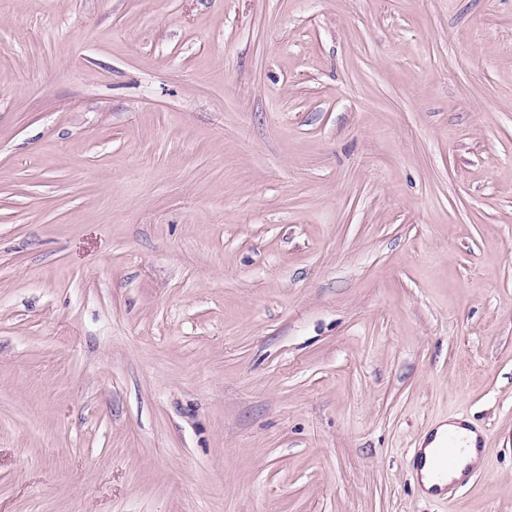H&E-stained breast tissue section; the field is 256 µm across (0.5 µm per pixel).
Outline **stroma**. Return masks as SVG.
I'll list each match as a JSON object with an SVG mask.
<instances>
[{
    "label": "stroma",
    "mask_w": 512,
    "mask_h": 512,
    "mask_svg": "<svg viewBox=\"0 0 512 512\" xmlns=\"http://www.w3.org/2000/svg\"><path fill=\"white\" fill-rule=\"evenodd\" d=\"M0 512H512V0H0ZM469 423L468 421L443 423L431 431V437L430 434L425 435L420 444L424 448H419V450L425 457L436 453L447 441L448 434L457 438L459 446L466 447L459 449L456 464L450 472L448 471L453 466L454 460L448 453V445L429 460L428 467L432 477L437 481H442L448 476V488L464 480L469 472L478 471L483 466V453L480 448H477L480 445V437L475 429L467 426ZM451 439L449 438L448 441Z\"/></svg>",
    "instance_id": "35a3bbf8"
}]
</instances>
